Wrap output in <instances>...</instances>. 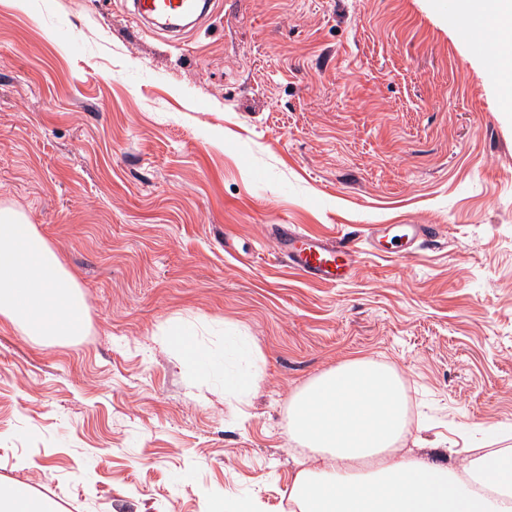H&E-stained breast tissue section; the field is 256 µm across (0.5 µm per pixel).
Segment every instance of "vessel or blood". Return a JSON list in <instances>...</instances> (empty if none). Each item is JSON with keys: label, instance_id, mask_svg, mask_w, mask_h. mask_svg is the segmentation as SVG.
<instances>
[{"label": "vessel or blood", "instance_id": "vessel-or-blood-1", "mask_svg": "<svg viewBox=\"0 0 512 512\" xmlns=\"http://www.w3.org/2000/svg\"><path fill=\"white\" fill-rule=\"evenodd\" d=\"M212 6L213 0H132L139 21L157 22L159 30L174 39L186 32L185 17L207 18ZM273 233L289 267L313 280L339 283L352 277L363 253L356 244L300 234L284 224L277 225ZM430 234V226L424 224H397L392 233L376 238L374 245L379 251L399 255Z\"/></svg>", "mask_w": 512, "mask_h": 512}]
</instances>
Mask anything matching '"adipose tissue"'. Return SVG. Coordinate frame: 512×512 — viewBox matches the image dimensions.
Returning <instances> with one entry per match:
<instances>
[{"label":"adipose tissue","instance_id":"1","mask_svg":"<svg viewBox=\"0 0 512 512\" xmlns=\"http://www.w3.org/2000/svg\"><path fill=\"white\" fill-rule=\"evenodd\" d=\"M81 286L56 250L14 206L0 207V320L34 342L78 336L88 319ZM407 428L402 385L388 366L349 359L292 400L293 440L313 464L289 498L299 512H512V452L465 459L461 468L395 453ZM0 512H56L28 484L0 480Z\"/></svg>","mask_w":512,"mask_h":512}]
</instances>
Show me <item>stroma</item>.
I'll list each match as a JSON object with an SVG mask.
<instances>
[{
	"instance_id": "35a3bbf8",
	"label": "stroma",
	"mask_w": 512,
	"mask_h": 512,
	"mask_svg": "<svg viewBox=\"0 0 512 512\" xmlns=\"http://www.w3.org/2000/svg\"><path fill=\"white\" fill-rule=\"evenodd\" d=\"M173 41L130 0H0V205L81 286V336L0 321V479L58 512H286L289 408L352 357L404 389V451L512 448V111L461 0H215ZM326 285L277 224L361 245ZM182 324L212 362L164 338ZM258 391L226 395L233 374ZM387 225L393 232L373 239V243L379 251L389 254L400 255L407 252L417 240L431 235V227L424 224ZM396 240H400V243H396ZM257 371L238 373L227 380V391L237 398H247L259 385Z\"/></svg>"
}]
</instances>
